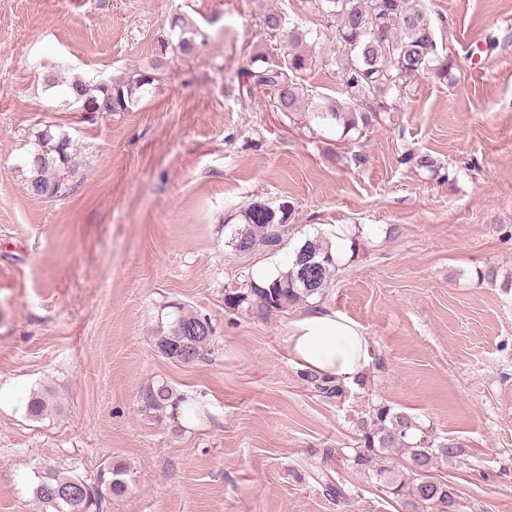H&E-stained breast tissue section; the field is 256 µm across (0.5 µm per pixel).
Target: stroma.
Segmentation results:
<instances>
[{"label":"stroma","instance_id":"stroma-1","mask_svg":"<svg viewBox=\"0 0 512 512\" xmlns=\"http://www.w3.org/2000/svg\"><path fill=\"white\" fill-rule=\"evenodd\" d=\"M426 5L454 82L420 74L343 143L238 92L272 43L263 10L335 54L336 26L308 0H0V512H42L43 467L92 479L108 463L128 488L104 512H404L352 461L380 402L461 443L431 474L465 512H512V0ZM176 14L201 36L168 53L134 111H67L44 91L48 65L95 81L153 68ZM46 124L69 133L78 166L68 194L37 199L15 167ZM253 201L291 202L299 240L355 233L323 304L363 328L374 362L340 401L287 358L300 307L224 304L271 255L224 244L225 218ZM177 303L214 329L188 365L154 347ZM155 382L203 414L144 412ZM46 386L62 410L30 420ZM326 448L343 505L307 473Z\"/></svg>","mask_w":512,"mask_h":512}]
</instances>
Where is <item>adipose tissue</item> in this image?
<instances>
[{
  "label": "adipose tissue",
  "mask_w": 512,
  "mask_h": 512,
  "mask_svg": "<svg viewBox=\"0 0 512 512\" xmlns=\"http://www.w3.org/2000/svg\"><path fill=\"white\" fill-rule=\"evenodd\" d=\"M289 360L303 370L349 385L371 368L373 349L362 327L324 306L290 322L285 338Z\"/></svg>",
  "instance_id": "adipose-tissue-1"
}]
</instances>
